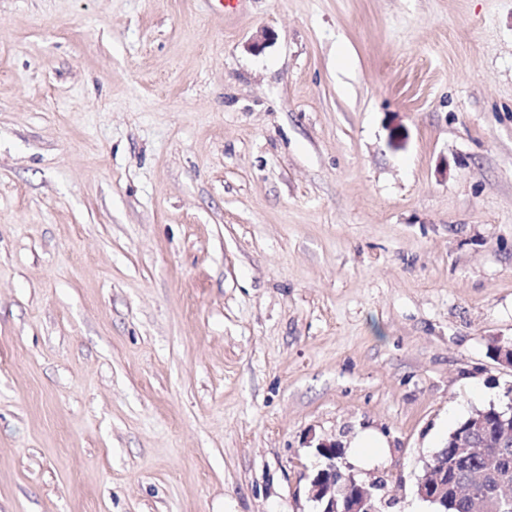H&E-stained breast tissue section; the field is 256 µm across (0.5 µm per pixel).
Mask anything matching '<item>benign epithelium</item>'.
<instances>
[{"label": "benign epithelium", "mask_w": 512, "mask_h": 512, "mask_svg": "<svg viewBox=\"0 0 512 512\" xmlns=\"http://www.w3.org/2000/svg\"><path fill=\"white\" fill-rule=\"evenodd\" d=\"M495 347L497 363L512 369V339L500 340ZM495 415L503 430L499 443L502 448L507 440L512 439V402L495 412ZM317 450L325 459V465L313 477L309 489L310 498L317 504V512H380L373 492L374 485L344 475L341 467L336 464V459L342 456L336 442H322ZM442 460L440 453H435L426 464L424 476L417 483L416 494L432 507L431 512H448V483L443 481V474H434L440 464L443 470H448V464L442 463ZM483 479L493 481L500 487H512L509 477L497 468L495 458L488 460Z\"/></svg>", "instance_id": "obj_1"}]
</instances>
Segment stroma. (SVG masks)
Segmentation results:
<instances>
[{"instance_id": "obj_1", "label": "stroma", "mask_w": 512, "mask_h": 512, "mask_svg": "<svg viewBox=\"0 0 512 512\" xmlns=\"http://www.w3.org/2000/svg\"><path fill=\"white\" fill-rule=\"evenodd\" d=\"M500 338L512 0H0V512H428ZM353 455L358 460L370 461L377 459L380 448H385L382 438L373 431L361 433L352 443ZM317 450L326 462L310 483V498L319 509L316 512H380L374 485L359 482L352 475L346 477L336 464L342 456L336 442H321Z\"/></svg>"}]
</instances>
